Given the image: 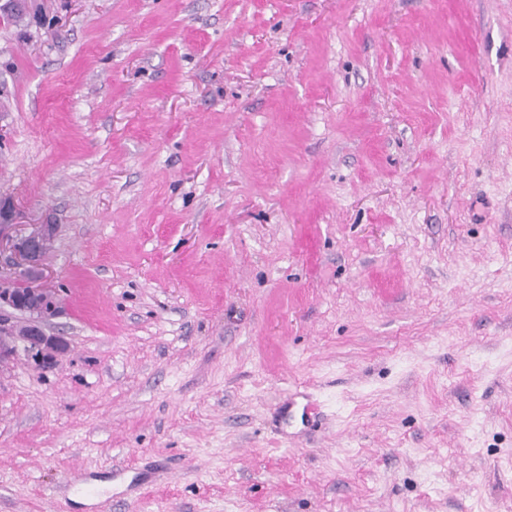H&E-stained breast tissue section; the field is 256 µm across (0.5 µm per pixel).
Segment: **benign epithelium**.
<instances>
[{"instance_id": "1", "label": "benign epithelium", "mask_w": 512, "mask_h": 512, "mask_svg": "<svg viewBox=\"0 0 512 512\" xmlns=\"http://www.w3.org/2000/svg\"><path fill=\"white\" fill-rule=\"evenodd\" d=\"M57 224H33L28 232L16 234L14 211L0 204V250L8 248L21 273L27 276L25 287L18 290L0 284V309L8 307L27 317L23 334L13 335V326L0 316V360L18 352L46 365H52L68 350L62 336L50 335L46 323L58 313L59 300L46 282L43 267L45 245L58 231Z\"/></svg>"}]
</instances>
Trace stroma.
I'll list each match as a JSON object with an SVG mask.
<instances>
[{"instance_id":"1","label":"stroma","mask_w":512,"mask_h":512,"mask_svg":"<svg viewBox=\"0 0 512 512\" xmlns=\"http://www.w3.org/2000/svg\"><path fill=\"white\" fill-rule=\"evenodd\" d=\"M40 2L0 512H512V0ZM14 211L9 204L0 207V252L8 247L15 265L27 275L26 288H11L0 284V313L5 306L24 314L27 323L21 336L13 335V326L0 314V362L15 356L19 350L43 365H52L68 350L63 336L50 335L46 323L58 313L59 300L53 288L46 282L43 267L45 245L58 231L55 224H29L25 234H16ZM9 342L12 343L9 346Z\"/></svg>"}]
</instances>
